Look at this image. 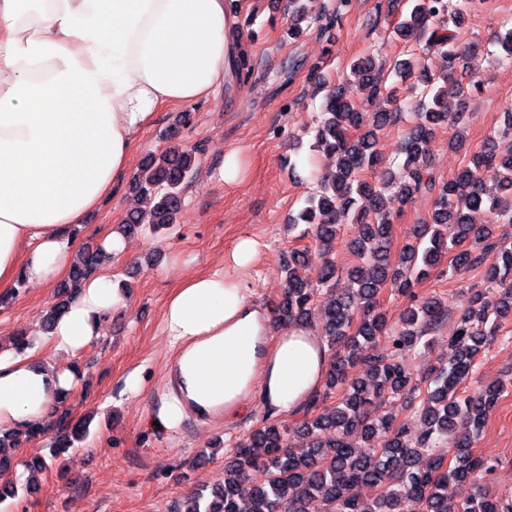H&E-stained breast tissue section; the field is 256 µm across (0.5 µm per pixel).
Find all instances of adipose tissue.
<instances>
[{"label":"adipose tissue","instance_id":"1","mask_svg":"<svg viewBox=\"0 0 512 512\" xmlns=\"http://www.w3.org/2000/svg\"><path fill=\"white\" fill-rule=\"evenodd\" d=\"M227 0H0V291L41 286L74 258L71 226L110 195L157 107L192 104L224 81ZM123 298L111 277L83 282L35 358L0 348V429L45 423L74 376L59 357L94 345ZM175 351L171 427L211 420L251 393L284 414L317 389L324 351L311 328L282 331L223 269L193 276L163 310Z\"/></svg>","mask_w":512,"mask_h":512}]
</instances>
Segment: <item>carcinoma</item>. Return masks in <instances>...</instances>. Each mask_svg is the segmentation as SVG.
<instances>
[{"label": "carcinoma", "mask_w": 512, "mask_h": 512, "mask_svg": "<svg viewBox=\"0 0 512 512\" xmlns=\"http://www.w3.org/2000/svg\"><path fill=\"white\" fill-rule=\"evenodd\" d=\"M310 12L307 0H289L288 33L298 34ZM463 20L460 11L448 15V0H413L395 28L404 43L421 44L446 62L437 73L414 53L394 64L400 81L414 77L424 86L416 122L398 148L399 172L388 168L376 182L367 178L380 161L378 134L397 118L396 91H382L375 59L365 57L351 65L358 92L371 111H361L342 82L325 97L314 147L334 159V168L319 178L318 190L293 216L292 225H307L314 249L288 254L278 305L282 323L320 328L327 347L324 393L310 396L294 428L269 425L239 440L224 461L223 485L188 493L178 512H405L409 502L419 504L421 512L504 510L499 497L480 485L458 503L448 501L446 494L449 481H474L488 469L487 460L474 448L504 386L492 381L479 393L467 394L463 385L481 349L512 313V245L494 236V225L473 221V214L487 211L494 221L512 224V148L473 154L450 181L437 180L426 157L433 128L445 122L459 125L466 93L478 91L481 84L472 76L464 87L455 78L468 50L458 41ZM250 69L247 54L238 51L227 77L240 80ZM198 153L195 146L175 143L141 165L132 183L135 198L123 220V234L139 231L157 237L173 230L182 191L199 165ZM393 186L401 203L417 194L432 199L430 221L415 225L413 240L401 247L394 263V211L387 195ZM344 224L354 227L349 249L359 262L347 271L350 287L338 289L333 251ZM451 245L459 248L451 268L484 269L486 287L463 294L455 332L448 337V360L416 375L404 355L431 345L427 335L448 317V305L437 298L420 299L413 288L442 262ZM108 259L102 249L78 255L66 299L40 317L44 330L51 329L78 286L98 274ZM313 259L321 267L317 285L300 274ZM388 286L409 300L397 329L379 308V296ZM351 366L361 368L362 374L348 383ZM416 390L421 399L414 405L410 396ZM330 393L336 400L328 406ZM387 399L412 407L419 424L417 438L411 437L408 424L380 412ZM90 423L88 416L72 422L62 413L48 444L50 460L84 441ZM48 431L46 425L22 435L0 431V471L14 466L22 442ZM442 440L448 442V461L433 454ZM46 467L42 459L26 464L22 481L0 486V503L21 491L31 492ZM363 484L379 488L370 502L353 494Z\"/></svg>", "instance_id": "cac0c4a2"}]
</instances>
